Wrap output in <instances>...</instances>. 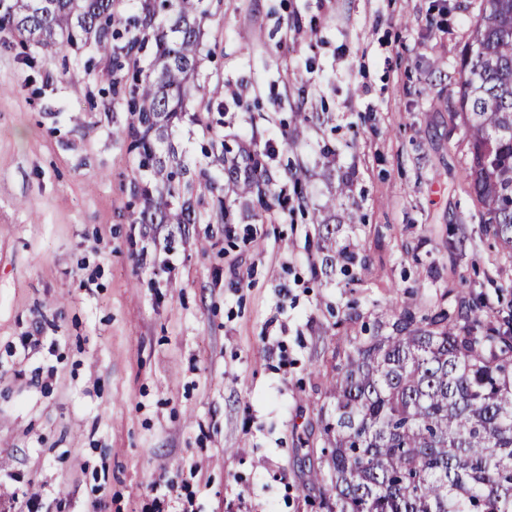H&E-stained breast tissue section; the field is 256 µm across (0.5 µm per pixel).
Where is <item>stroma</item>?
<instances>
[{"mask_svg": "<svg viewBox=\"0 0 512 512\" xmlns=\"http://www.w3.org/2000/svg\"><path fill=\"white\" fill-rule=\"evenodd\" d=\"M479 0H207L210 134L251 148L328 112L266 165L356 169L341 238L361 281L312 275L301 214L136 224L127 114L85 55L0 31V512H327L321 413L345 335L460 292L512 305V251L480 222L450 96ZM38 336L31 346L29 336Z\"/></svg>", "mask_w": 512, "mask_h": 512, "instance_id": "obj_1", "label": "stroma"}]
</instances>
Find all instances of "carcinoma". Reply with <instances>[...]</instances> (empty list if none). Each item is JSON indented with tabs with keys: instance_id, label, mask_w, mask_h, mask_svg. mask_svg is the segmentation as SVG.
<instances>
[{
	"instance_id": "1",
	"label": "carcinoma",
	"mask_w": 512,
	"mask_h": 512,
	"mask_svg": "<svg viewBox=\"0 0 512 512\" xmlns=\"http://www.w3.org/2000/svg\"><path fill=\"white\" fill-rule=\"evenodd\" d=\"M116 0H0V28L64 58L86 50L106 64L112 94L129 118L113 134L133 154L135 224H230L233 205L253 217L304 213L307 171L285 169L292 192L267 175L268 151L210 138L214 173H192L170 137L196 101L219 87L200 82L204 0H127L133 15L114 28ZM456 92L470 150L466 180L481 223L512 251V0H480ZM336 216L316 214L312 267L336 264L358 281L365 258L337 242ZM368 336H346L322 420L328 512H512V308L488 320L477 296L417 319L388 309Z\"/></svg>"
}]
</instances>
